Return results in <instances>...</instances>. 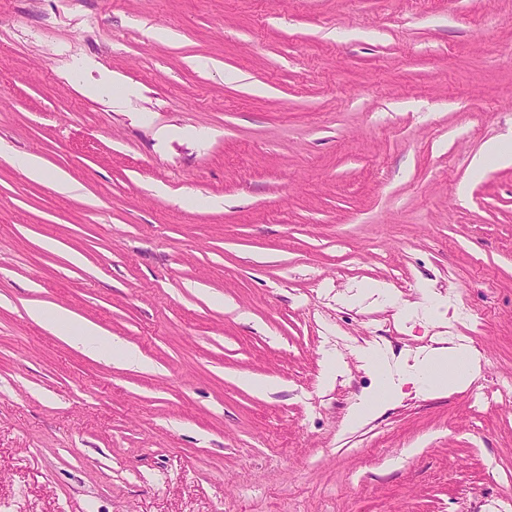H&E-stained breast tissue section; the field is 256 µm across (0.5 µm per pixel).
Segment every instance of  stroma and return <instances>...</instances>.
I'll return each instance as SVG.
<instances>
[{
  "label": "stroma",
  "mask_w": 512,
  "mask_h": 512,
  "mask_svg": "<svg viewBox=\"0 0 512 512\" xmlns=\"http://www.w3.org/2000/svg\"><path fill=\"white\" fill-rule=\"evenodd\" d=\"M492 140L512 0H0V512H512ZM451 341L468 387L346 428ZM16 160L26 175L32 180L42 181L50 177L56 190L61 193H74L79 190V186L76 182L65 172L59 171L50 175L41 160L34 155H24ZM30 316L38 321L46 322L53 330L63 335L80 336L83 344L93 353L107 351L108 346L102 343V334L98 327L92 323H80L76 321L69 311L61 308L46 310L41 307H34ZM394 393H397L395 388L386 390L382 387L381 391H373L370 394L360 398L358 403L354 406V408L351 411L349 417L350 425H358L371 413L387 405L388 397Z\"/></svg>",
  "instance_id": "obj_1"
}]
</instances>
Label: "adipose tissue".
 Returning <instances> with one entry per match:
<instances>
[{
  "instance_id": "ef3b65f1",
  "label": "adipose tissue",
  "mask_w": 512,
  "mask_h": 512,
  "mask_svg": "<svg viewBox=\"0 0 512 512\" xmlns=\"http://www.w3.org/2000/svg\"><path fill=\"white\" fill-rule=\"evenodd\" d=\"M33 319L45 322L53 330L80 337L91 352L103 351L102 335L96 325L76 321L69 311L32 308ZM478 368L476 354L466 345L457 344L433 350L415 369L413 379L425 391L466 387Z\"/></svg>"
}]
</instances>
